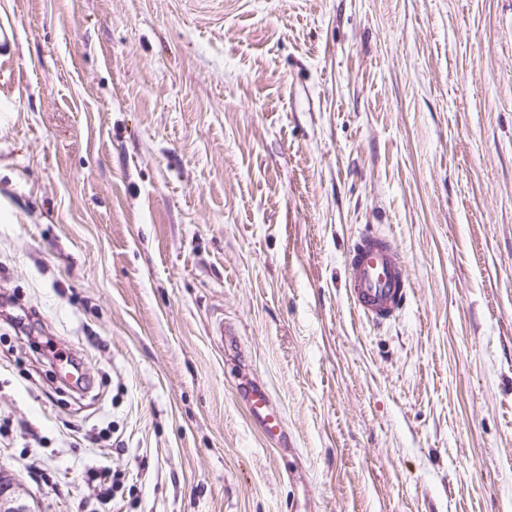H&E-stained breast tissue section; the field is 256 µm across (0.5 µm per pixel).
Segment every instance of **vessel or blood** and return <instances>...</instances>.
Listing matches in <instances>:
<instances>
[{
	"label": "vessel or blood",
	"mask_w": 512,
	"mask_h": 512,
	"mask_svg": "<svg viewBox=\"0 0 512 512\" xmlns=\"http://www.w3.org/2000/svg\"><path fill=\"white\" fill-rule=\"evenodd\" d=\"M344 262L348 269L347 295L353 308L376 326L395 320L410 297L405 260L398 244L375 231H365L348 244ZM242 398L266 436L279 438L283 419L265 387L248 385Z\"/></svg>",
	"instance_id": "1"
}]
</instances>
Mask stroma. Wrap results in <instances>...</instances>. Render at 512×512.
Returning <instances> with one entry per match:
<instances>
[{
	"instance_id": "obj_1",
	"label": "stroma",
	"mask_w": 512,
	"mask_h": 512,
	"mask_svg": "<svg viewBox=\"0 0 512 512\" xmlns=\"http://www.w3.org/2000/svg\"><path fill=\"white\" fill-rule=\"evenodd\" d=\"M1 27L0 469L32 512H512V0ZM367 230L413 288L383 328L345 290ZM242 398L266 436L270 439L279 438L283 432V419L265 387L257 383L250 384L242 390Z\"/></svg>"
}]
</instances>
